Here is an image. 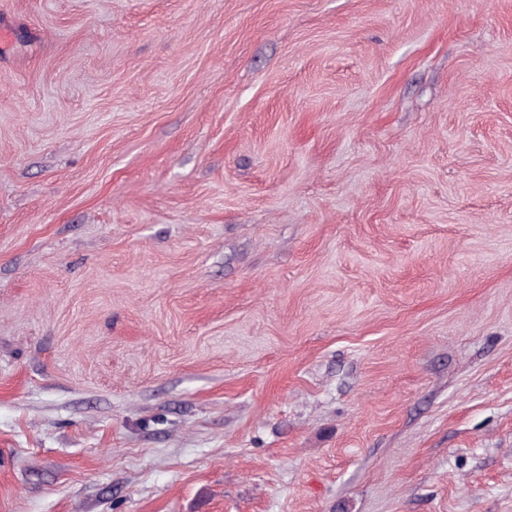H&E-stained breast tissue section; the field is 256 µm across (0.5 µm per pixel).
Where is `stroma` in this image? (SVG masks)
<instances>
[{
	"instance_id": "1",
	"label": "stroma",
	"mask_w": 512,
	"mask_h": 512,
	"mask_svg": "<svg viewBox=\"0 0 512 512\" xmlns=\"http://www.w3.org/2000/svg\"><path fill=\"white\" fill-rule=\"evenodd\" d=\"M0 512H512V0H0Z\"/></svg>"
}]
</instances>
